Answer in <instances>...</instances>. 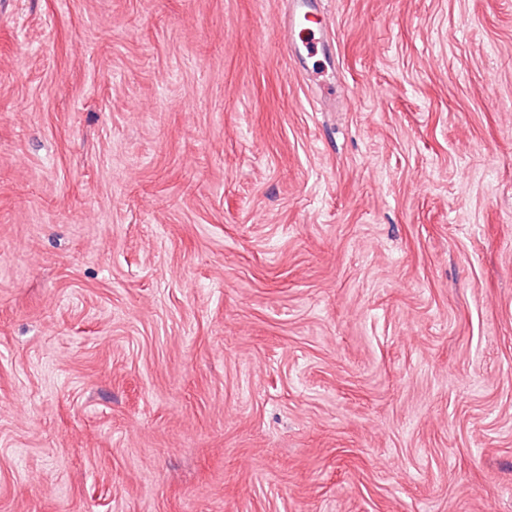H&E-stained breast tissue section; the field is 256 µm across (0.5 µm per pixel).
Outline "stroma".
Instances as JSON below:
<instances>
[{"label": "stroma", "mask_w": 512, "mask_h": 512, "mask_svg": "<svg viewBox=\"0 0 512 512\" xmlns=\"http://www.w3.org/2000/svg\"><path fill=\"white\" fill-rule=\"evenodd\" d=\"M0 0V512H512V0ZM319 1L291 0L290 9L283 19L280 31L281 40L286 47L300 55L305 54L308 58L318 54L320 39L317 34H322V30L327 26L326 12L319 5ZM309 23L312 25H308ZM298 29L300 30L297 33ZM306 30L310 32V36L303 39L301 33Z\"/></svg>", "instance_id": "obj_1"}]
</instances>
